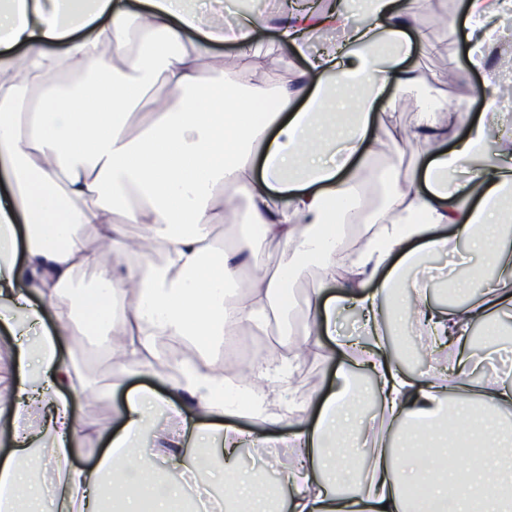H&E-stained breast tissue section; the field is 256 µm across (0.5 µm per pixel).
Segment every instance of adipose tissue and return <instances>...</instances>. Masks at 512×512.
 <instances>
[{
	"label": "adipose tissue",
	"instance_id": "ef3b65f1",
	"mask_svg": "<svg viewBox=\"0 0 512 512\" xmlns=\"http://www.w3.org/2000/svg\"><path fill=\"white\" fill-rule=\"evenodd\" d=\"M348 8L320 0H283L280 43L305 60L308 94L271 86L254 65L259 35L270 25L262 11L216 25L224 0H146L132 12L112 0H0V46L18 55L0 60V329L15 342L23 371L9 396L0 395V423L10 452L0 458V512H35L50 496L55 512H103L102 478L110 476L117 512H200L202 498L185 499L173 482L143 477L135 447L154 414L170 418L159 430L165 463L197 478L218 474L221 496L214 512H512V473L496 452L501 431L460 415L462 447L480 446V467L449 468L422 439L441 403H479L490 415L512 412V378L473 387L413 377L389 356L391 330L416 329L430 345L468 344L474 327L500 333L512 316V226L502 203L512 194V114L499 111V82L489 52L505 31L488 24L489 0H466L472 45L467 65L483 75L486 104L465 136L449 143L442 115L407 61L417 44V20L398 0H349ZM360 21H352V14ZM108 21L77 38L76 28ZM316 31L338 37L318 49ZM59 51L49 50L52 42ZM112 43L125 63L103 50ZM235 48L240 70L229 73L213 52ZM415 92L416 127L428 157L397 177L370 244L348 266L337 291L319 281L308 300L305 339L327 336L349 359L323 398L317 416L285 432L279 407L290 387L281 356L260 354L248 366L253 383L239 389L202 364L166 372L155 339L186 340L196 353L241 326L264 332L284 307L290 266L242 281L244 263L260 255L242 241L216 251L210 225L223 222L218 190L245 196L248 222L267 243L295 262L335 271L341 251L337 226L356 214L365 168L387 133L381 111L387 85ZM154 120L139 137L126 132L128 116L155 85ZM271 103L256 113L257 104ZM351 109L348 124L318 127L329 111ZM147 225L160 261L130 243L124 225ZM92 225L96 245L86 248L79 230ZM458 249L485 253L488 279L464 284L466 314L433 306L430 291L413 286L396 293L409 271L424 272L428 256ZM91 270L90 287L75 285ZM353 309L364 322L360 336L336 332V315ZM118 337V373L153 374L164 392L127 393L122 426L94 462L74 468L82 448L79 419L69 397L87 391L78 368L60 356L75 339L73 322ZM372 396L385 429L357 420L361 394ZM48 417L33 428L32 416ZM249 409L255 427L229 423ZM372 441V455L354 490H347L351 437ZM275 446L291 460L287 491L267 497L241 479L232 458L243 445ZM49 469L34 482L31 467ZM454 471L449 494L444 471ZM423 489L408 499L406 484Z\"/></svg>",
	"mask_w": 512,
	"mask_h": 512
}]
</instances>
